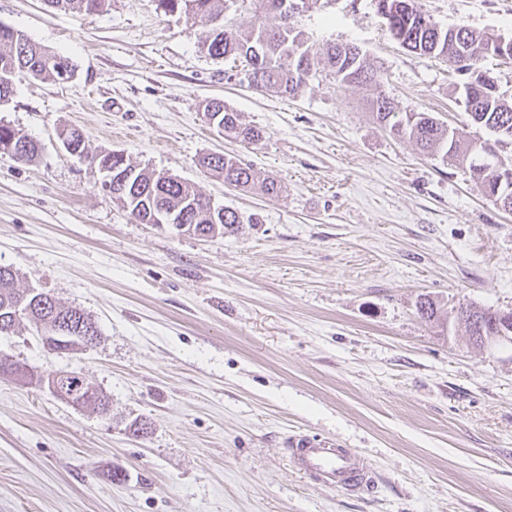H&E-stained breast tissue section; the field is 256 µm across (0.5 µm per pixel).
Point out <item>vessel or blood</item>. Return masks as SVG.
Here are the masks:
<instances>
[{
    "label": "vessel or blood",
    "mask_w": 512,
    "mask_h": 512,
    "mask_svg": "<svg viewBox=\"0 0 512 512\" xmlns=\"http://www.w3.org/2000/svg\"><path fill=\"white\" fill-rule=\"evenodd\" d=\"M286 446L292 465L320 485L359 492L372 482L367 459L353 449L338 447L332 439L294 435Z\"/></svg>",
    "instance_id": "1"
}]
</instances>
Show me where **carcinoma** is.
<instances>
[{
  "mask_svg": "<svg viewBox=\"0 0 512 512\" xmlns=\"http://www.w3.org/2000/svg\"><path fill=\"white\" fill-rule=\"evenodd\" d=\"M109 0H45L56 11L101 12ZM157 8L164 13L183 12L211 22L224 15L228 0H156ZM394 9L396 32L393 38L408 51L439 59L454 72L474 73L485 66L486 61L496 59L491 35L477 32L464 24L448 29H423L416 23L420 9L416 0H388ZM202 50L215 58L231 57L244 60L254 77V88L273 91L285 97L293 95L322 69L340 82L348 85L379 83L381 72L367 66L362 52L352 50L348 44L330 45L318 59L304 48L301 31L291 21H279L273 27L258 26L246 30L211 28L200 43ZM75 70L71 61L55 53L29 36L13 42L10 33L0 29V102L9 100L14 92V76L25 71L33 78L60 77V73ZM462 98L470 120L495 136L499 143L512 144V102L499 95L487 93L475 81L462 86ZM372 113L382 128L398 138H408L426 154H443L469 167L482 184L487 196L500 207L512 211V182L498 185L500 174L495 169L479 165L468 154L469 141L455 138V129L438 121L430 112H402L393 100L378 95L370 103ZM208 123L223 128L245 143L262 138L261 131L243 125L236 112L222 100H211L204 106ZM12 145L19 157L16 161L31 163L41 152L40 144L13 128L0 125V148ZM199 164L213 176L224 178V184L237 189H248L261 182L268 193L279 191L278 183L261 178L250 165L232 156L207 155ZM117 201L139 223H149V216L157 209L184 204L188 209L187 230L197 237L233 233L244 218L235 210L224 208V220L214 224L208 209L202 203V194L192 190L180 180L146 168H137L133 180L112 192ZM17 275L12 267L0 265V326L13 327L23 317L39 324L42 333H52L56 323L95 321L81 308L60 304L48 293L29 294L16 288ZM61 389L73 398L75 407L89 409L98 414L102 410L82 402L91 383L82 374L61 371Z\"/></svg>",
  "mask_w": 512,
  "mask_h": 512,
  "instance_id": "obj_1",
  "label": "carcinoma"
}]
</instances>
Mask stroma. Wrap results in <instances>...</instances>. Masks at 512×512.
Here are the masks:
<instances>
[{"instance_id":"stroma-1","label":"stroma","mask_w":512,"mask_h":512,"mask_svg":"<svg viewBox=\"0 0 512 512\" xmlns=\"http://www.w3.org/2000/svg\"><path fill=\"white\" fill-rule=\"evenodd\" d=\"M417 6L444 27L512 36V0ZM0 24L76 66L66 84L17 74L0 103V123L41 145L30 164L0 156V264L101 331L60 354L24 319L0 352L38 374L80 372L111 402L102 418L0 374V512H512V347L476 345L448 319L461 303L512 312V211L369 108L381 92L491 140L460 101L462 75L402 48L374 0H317L296 26L317 56L356 43L380 86L322 72L290 97L255 90L242 60L201 51L204 23L155 0L96 13L0 0ZM212 99L261 140L210 127ZM70 127L90 154H122L238 211L240 230L136 222L97 165L60 149ZM209 154L280 192L226 186L199 166ZM425 294L440 321L418 315ZM136 420L145 434L130 432ZM295 432L358 449L374 483L349 493L297 473Z\"/></svg>"}]
</instances>
